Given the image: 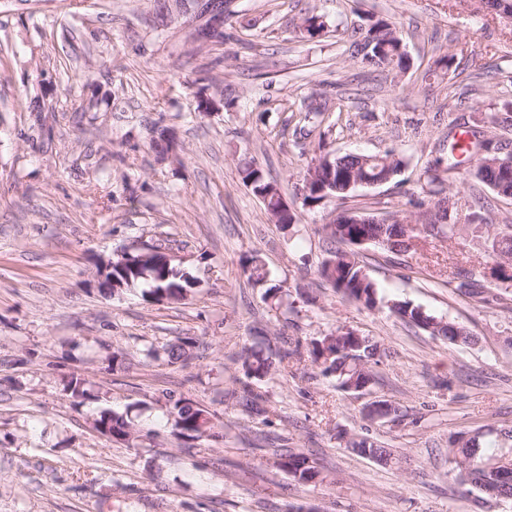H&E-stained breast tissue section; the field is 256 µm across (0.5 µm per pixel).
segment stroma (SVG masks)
<instances>
[{
  "mask_svg": "<svg viewBox=\"0 0 512 512\" xmlns=\"http://www.w3.org/2000/svg\"><path fill=\"white\" fill-rule=\"evenodd\" d=\"M379 20L407 68L352 57L351 34ZM223 33L199 44L155 0H0V512H512L448 460L456 433L482 432L487 458L503 446L493 428L512 427V301L468 293L498 283L489 244L512 198L452 170L426 176L462 128L492 141L512 128V20L483 0H228ZM203 99L215 109L198 111ZM312 100L326 112L306 115ZM156 125L175 135L168 156L150 145ZM387 151L402 161L390 181L305 204L320 153ZM247 163L277 184L289 228L242 182ZM440 198L453 238L357 248L383 308L321 276L338 213L416 216ZM132 245L161 247L197 288L181 302L104 294L99 269ZM255 259L267 282L250 280ZM393 299L472 343L389 315ZM339 330L380 344L375 384L344 391L304 352L259 381L263 415L247 408V348L275 358ZM182 338L178 362L142 355ZM73 378L89 399L70 396ZM171 395L216 413L222 437L176 439ZM375 400L397 418L369 420ZM101 408L130 414L129 440L96 431ZM342 430L390 462L352 452ZM283 448L310 457L315 483L278 468ZM390 302L391 303L387 302L386 307L393 316L429 332L430 335L434 337H439L441 339L447 340L452 344H468L472 340L471 336H469V334L466 332L464 328L460 327L451 320H444L445 318L443 317L439 318L423 311V314L426 316L427 319L437 320L438 324H445V326L439 329L438 331L434 329L429 330L428 326L424 324L421 320L422 314L419 311L421 308L414 306L412 307L409 302L405 301L393 300Z\"/></svg>",
  "mask_w": 512,
  "mask_h": 512,
  "instance_id": "35a3bbf8",
  "label": "stroma"
}]
</instances>
